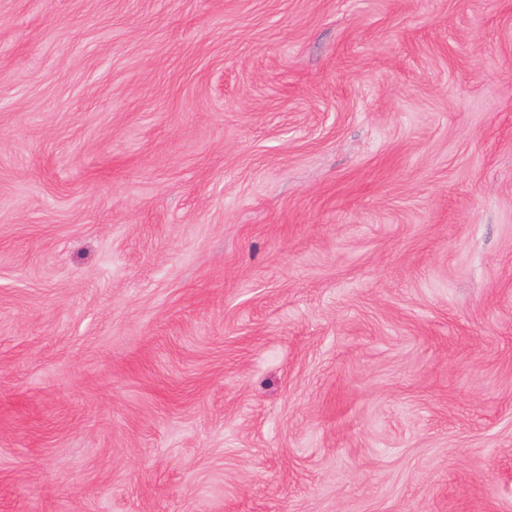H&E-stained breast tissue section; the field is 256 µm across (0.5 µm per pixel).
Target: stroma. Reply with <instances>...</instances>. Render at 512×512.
I'll return each mask as SVG.
<instances>
[{"label": "stroma", "instance_id": "35a3bbf8", "mask_svg": "<svg viewBox=\"0 0 512 512\" xmlns=\"http://www.w3.org/2000/svg\"><path fill=\"white\" fill-rule=\"evenodd\" d=\"M0 512H512V0H0Z\"/></svg>", "mask_w": 512, "mask_h": 512}]
</instances>
